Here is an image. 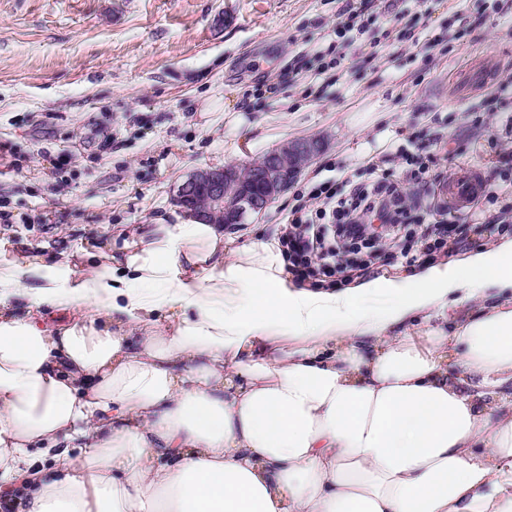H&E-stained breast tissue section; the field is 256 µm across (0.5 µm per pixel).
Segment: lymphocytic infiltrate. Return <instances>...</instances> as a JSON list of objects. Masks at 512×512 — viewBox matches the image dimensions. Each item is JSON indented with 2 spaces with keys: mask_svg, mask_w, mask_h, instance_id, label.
<instances>
[{
  "mask_svg": "<svg viewBox=\"0 0 512 512\" xmlns=\"http://www.w3.org/2000/svg\"><path fill=\"white\" fill-rule=\"evenodd\" d=\"M317 210L298 205L280 242L295 278L333 277L343 256H374L380 237L392 243L409 235L408 191L403 183L378 175L368 184L327 180L308 192Z\"/></svg>",
  "mask_w": 512,
  "mask_h": 512,
  "instance_id": "lymphocytic-infiltrate-1",
  "label": "lymphocytic infiltrate"
}]
</instances>
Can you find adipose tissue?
I'll list each match as a JSON object with an SVG mask.
<instances>
[{
	"label": "adipose tissue",
	"mask_w": 512,
	"mask_h": 512,
	"mask_svg": "<svg viewBox=\"0 0 512 512\" xmlns=\"http://www.w3.org/2000/svg\"><path fill=\"white\" fill-rule=\"evenodd\" d=\"M18 478L22 512H512V238L341 291L192 219L85 267L0 252Z\"/></svg>",
	"instance_id": "ef3b65f1"
}]
</instances>
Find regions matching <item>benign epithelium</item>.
Here are the masks:
<instances>
[{"mask_svg":"<svg viewBox=\"0 0 512 512\" xmlns=\"http://www.w3.org/2000/svg\"><path fill=\"white\" fill-rule=\"evenodd\" d=\"M319 152L314 140L288 142L251 165L245 182L238 180V168L233 165L196 170L179 184L174 201L193 219L207 221L222 215L224 227L233 228L250 215L262 214Z\"/></svg>","mask_w":512,"mask_h":512,"instance_id":"obj_1","label":"benign epithelium"}]
</instances>
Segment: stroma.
<instances>
[{"instance_id": "obj_1", "label": "stroma", "mask_w": 512, "mask_h": 512, "mask_svg": "<svg viewBox=\"0 0 512 512\" xmlns=\"http://www.w3.org/2000/svg\"><path fill=\"white\" fill-rule=\"evenodd\" d=\"M347 0H0V248L43 258L121 254L122 231L180 224L191 172L246 167L296 139L320 143L263 214L225 237L278 242L298 192L329 174L367 182L371 164L404 182L421 224L452 219L441 193L458 172L512 180V10L492 0H376L341 69ZM443 37L446 52L430 48ZM421 154L425 174L399 149ZM416 262L383 250L336 275L342 289L487 246Z\"/></svg>"}]
</instances>
